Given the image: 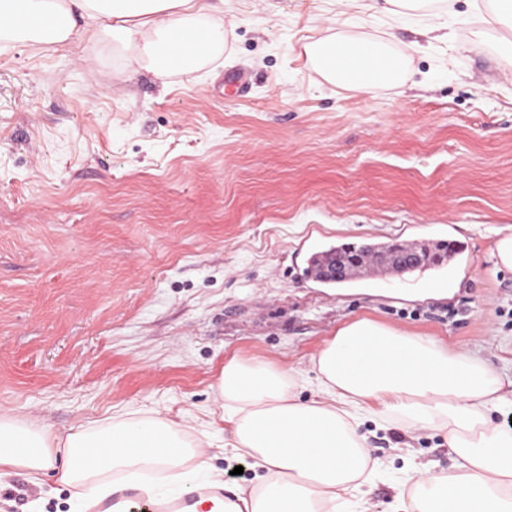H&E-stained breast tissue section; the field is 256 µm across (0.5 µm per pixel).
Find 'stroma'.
Segmentation results:
<instances>
[{"instance_id":"1","label":"stroma","mask_w":512,"mask_h":512,"mask_svg":"<svg viewBox=\"0 0 512 512\" xmlns=\"http://www.w3.org/2000/svg\"><path fill=\"white\" fill-rule=\"evenodd\" d=\"M382 5L224 0L222 48L162 79L107 32L0 45V415L63 432L158 410L206 432L227 358L307 381L364 316L512 379V270L493 256L512 234V37L486 24L488 0ZM435 23L453 40L413 51ZM361 32L409 53L404 84L358 91L309 68L305 44ZM430 234L466 244L452 269L345 290L305 274L336 243ZM358 433L372 501L393 499L407 460L456 470L439 428ZM71 496L51 474L0 479V512H69Z\"/></svg>"}]
</instances>
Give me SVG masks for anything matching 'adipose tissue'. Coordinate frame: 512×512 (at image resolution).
<instances>
[{
	"mask_svg": "<svg viewBox=\"0 0 512 512\" xmlns=\"http://www.w3.org/2000/svg\"><path fill=\"white\" fill-rule=\"evenodd\" d=\"M216 9V0H0V41L61 45L105 27L162 77L170 70L165 51L184 33L212 48L223 44ZM307 55L324 80L359 89L400 85L411 63L365 34L315 39ZM315 369L318 398L300 403L292 372L237 356L225 361L224 429L234 456L250 458L257 471L225 512H370L352 500L375 470L356 434L365 414L439 424L460 461L448 475L414 466L413 483L388 512H512V430L489 419L512 406V395L473 353L453 354L430 337L359 317L325 342ZM147 467L174 472L184 495L211 469L204 442L156 410L137 419L116 413L64 434L0 416V474L22 468L38 482L55 472L73 489L74 507L118 491L108 479L114 472L127 473L125 485L148 498L165 494V486L141 481Z\"/></svg>",
	"mask_w": 512,
	"mask_h": 512,
	"instance_id": "adipose-tissue-1",
	"label": "adipose tissue"
}]
</instances>
